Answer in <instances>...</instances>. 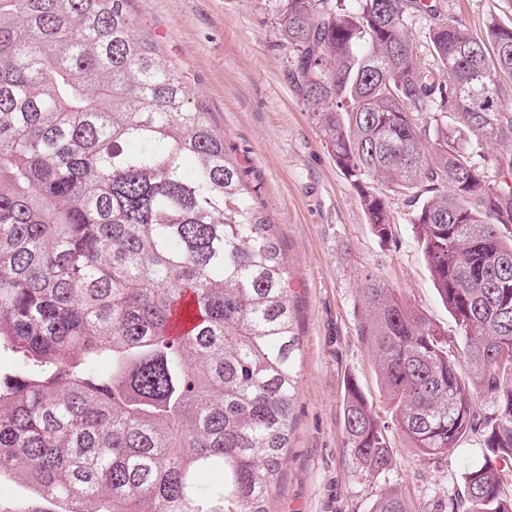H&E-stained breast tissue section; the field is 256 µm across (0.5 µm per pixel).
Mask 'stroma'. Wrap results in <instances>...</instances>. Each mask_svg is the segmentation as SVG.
Returning <instances> with one entry per match:
<instances>
[{
  "label": "stroma",
  "mask_w": 512,
  "mask_h": 512,
  "mask_svg": "<svg viewBox=\"0 0 512 512\" xmlns=\"http://www.w3.org/2000/svg\"><path fill=\"white\" fill-rule=\"evenodd\" d=\"M406 30L427 67L434 21L462 22L475 33L491 20L512 24V0H427ZM281 0H132L139 30L158 39L246 168L255 200L276 226L297 310L301 352L294 423L269 512H371L378 496L400 488L409 512H448L462 475L479 458L465 439L441 457H423L390 429L393 465L357 466L347 446L342 398L357 381L385 412L380 379L359 336L360 288L380 276L447 330L455 324L430 278L407 221L409 204L392 197L397 219L388 241L373 233L360 197L323 140L316 109L289 77L290 53L278 36Z\"/></svg>",
  "instance_id": "obj_1"
}]
</instances>
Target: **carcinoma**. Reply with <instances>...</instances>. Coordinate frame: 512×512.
Returning <instances> with one entry per match:
<instances>
[{
    "label": "carcinoma",
    "instance_id": "carcinoma-1",
    "mask_svg": "<svg viewBox=\"0 0 512 512\" xmlns=\"http://www.w3.org/2000/svg\"><path fill=\"white\" fill-rule=\"evenodd\" d=\"M427 8L282 0L278 33L376 237L390 196L422 199L408 223L457 333L364 276L391 420L424 457L478 434L451 512H512V159L481 154L512 143V25H434L431 70L405 33ZM295 322L275 225L130 0H0V480L31 491L0 512H268ZM343 423L359 466L392 465L352 379ZM372 512L408 509L389 488Z\"/></svg>",
    "mask_w": 512,
    "mask_h": 512
}]
</instances>
